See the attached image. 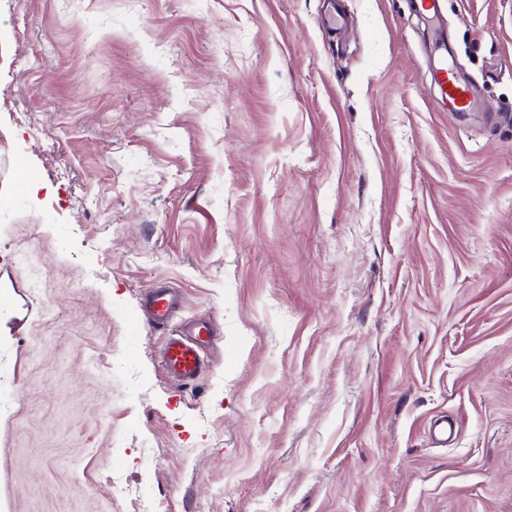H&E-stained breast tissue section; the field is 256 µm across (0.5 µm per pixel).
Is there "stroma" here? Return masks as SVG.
I'll return each mask as SVG.
<instances>
[{"label":"stroma","mask_w":512,"mask_h":512,"mask_svg":"<svg viewBox=\"0 0 512 512\" xmlns=\"http://www.w3.org/2000/svg\"><path fill=\"white\" fill-rule=\"evenodd\" d=\"M327 2L0 0V512H512V0ZM444 51L438 59L435 73V82L441 98L448 101L460 110H467L472 105L468 90L454 81L448 79V51L451 48L444 44ZM179 304V296L174 288L158 285L147 296L144 305L146 320L154 327L165 326ZM213 336L207 322L188 325L182 335L172 336L161 352L166 371L183 385L194 383L205 369L204 348Z\"/></svg>","instance_id":"obj_1"}]
</instances>
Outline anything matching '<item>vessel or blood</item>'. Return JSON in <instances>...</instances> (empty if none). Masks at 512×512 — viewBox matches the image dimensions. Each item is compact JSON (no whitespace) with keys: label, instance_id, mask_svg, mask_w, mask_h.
<instances>
[{"label":"vessel or blood","instance_id":"vessel-or-blood-1","mask_svg":"<svg viewBox=\"0 0 512 512\" xmlns=\"http://www.w3.org/2000/svg\"><path fill=\"white\" fill-rule=\"evenodd\" d=\"M435 82L443 100L462 110L470 107L467 89L448 78L447 56H440L437 62ZM178 304L179 296L175 289L166 285L156 286L147 296L143 315L133 317V330H140L146 323L155 327L166 325ZM212 336L213 329L209 323L196 322L188 325L181 335L171 337L161 352L166 371L182 384L194 383L205 369L203 350Z\"/></svg>","mask_w":512,"mask_h":512}]
</instances>
